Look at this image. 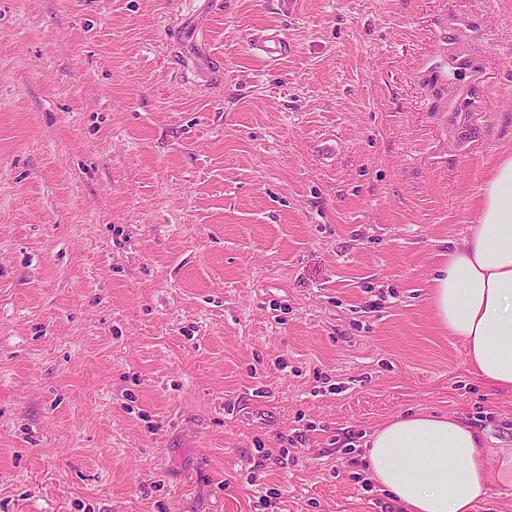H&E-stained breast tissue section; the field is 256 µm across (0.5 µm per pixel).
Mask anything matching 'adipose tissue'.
I'll list each match as a JSON object with an SVG mask.
<instances>
[{"instance_id": "obj_1", "label": "adipose tissue", "mask_w": 512, "mask_h": 512, "mask_svg": "<svg viewBox=\"0 0 512 512\" xmlns=\"http://www.w3.org/2000/svg\"><path fill=\"white\" fill-rule=\"evenodd\" d=\"M430 302L487 387L512 394V154L491 168L461 245L435 268ZM365 458L401 512H474L490 479L512 483V453L490 470L484 435L453 414L394 417L369 435Z\"/></svg>"}]
</instances>
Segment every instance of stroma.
Here are the masks:
<instances>
[{
  "label": "stroma",
  "instance_id": "1",
  "mask_svg": "<svg viewBox=\"0 0 512 512\" xmlns=\"http://www.w3.org/2000/svg\"><path fill=\"white\" fill-rule=\"evenodd\" d=\"M205 2L0 0V512H394L409 410L512 448L429 301L512 152V0ZM265 31V34L254 36V49L268 62H277L287 55L288 43L275 29L269 28ZM195 71L199 79V86L203 87L218 81L223 74L222 68L216 58L202 47L196 57Z\"/></svg>",
  "mask_w": 512,
  "mask_h": 512
}]
</instances>
